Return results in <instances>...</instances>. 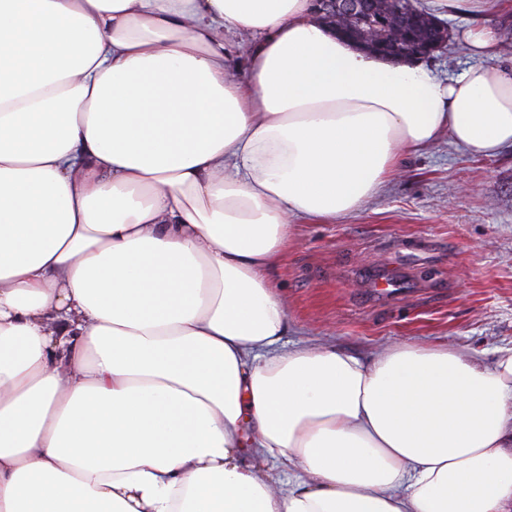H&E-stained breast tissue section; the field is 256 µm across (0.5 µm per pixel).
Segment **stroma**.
I'll use <instances>...</instances> for the list:
<instances>
[{"label":"stroma","instance_id":"stroma-1","mask_svg":"<svg viewBox=\"0 0 512 512\" xmlns=\"http://www.w3.org/2000/svg\"><path fill=\"white\" fill-rule=\"evenodd\" d=\"M451 28L490 27L512 67V15L441 10ZM397 284L374 296L365 271ZM273 279L288 302L285 346L316 343L371 357L393 341L447 346L492 364L512 348V150L478 158L441 137L404 153L398 174L355 215L300 223Z\"/></svg>","mask_w":512,"mask_h":512}]
</instances>
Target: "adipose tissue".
<instances>
[{"label": "adipose tissue", "mask_w": 512, "mask_h": 512, "mask_svg": "<svg viewBox=\"0 0 512 512\" xmlns=\"http://www.w3.org/2000/svg\"><path fill=\"white\" fill-rule=\"evenodd\" d=\"M454 37L443 79L313 0H0V512H512V348H287L271 277L404 152L512 149Z\"/></svg>", "instance_id": "ef3b65f1"}]
</instances>
